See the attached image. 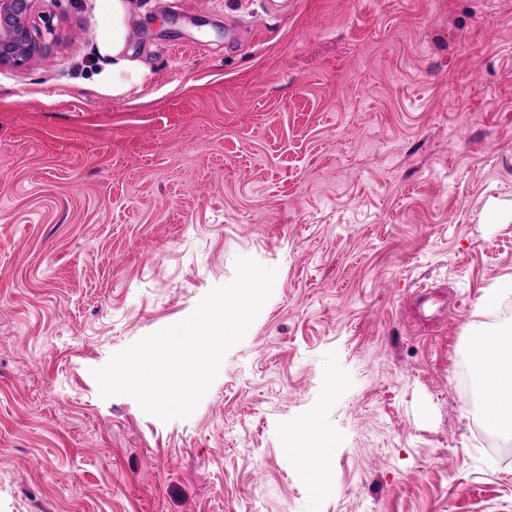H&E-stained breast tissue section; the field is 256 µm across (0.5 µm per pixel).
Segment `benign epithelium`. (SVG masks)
<instances>
[{
	"label": "benign epithelium",
	"mask_w": 512,
	"mask_h": 512,
	"mask_svg": "<svg viewBox=\"0 0 512 512\" xmlns=\"http://www.w3.org/2000/svg\"><path fill=\"white\" fill-rule=\"evenodd\" d=\"M35 0H0V64L20 67L46 48L50 19L37 17Z\"/></svg>",
	"instance_id": "benign-epithelium-1"
}]
</instances>
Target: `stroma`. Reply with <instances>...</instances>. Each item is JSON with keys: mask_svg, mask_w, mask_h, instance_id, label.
Here are the masks:
<instances>
[{"mask_svg": "<svg viewBox=\"0 0 512 512\" xmlns=\"http://www.w3.org/2000/svg\"><path fill=\"white\" fill-rule=\"evenodd\" d=\"M35 10L54 40L0 65V512H512L471 357L512 331V0ZM241 256L273 293L193 414L102 398Z\"/></svg>", "mask_w": 512, "mask_h": 512, "instance_id": "stroma-1", "label": "stroma"}]
</instances>
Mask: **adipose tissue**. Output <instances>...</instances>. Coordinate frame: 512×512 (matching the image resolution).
Listing matches in <instances>:
<instances>
[{"label": "adipose tissue", "instance_id": "1", "mask_svg": "<svg viewBox=\"0 0 512 512\" xmlns=\"http://www.w3.org/2000/svg\"><path fill=\"white\" fill-rule=\"evenodd\" d=\"M481 382V403L485 427L512 437V358L501 345L491 344L488 334L478 338L473 355Z\"/></svg>", "mask_w": 512, "mask_h": 512}]
</instances>
